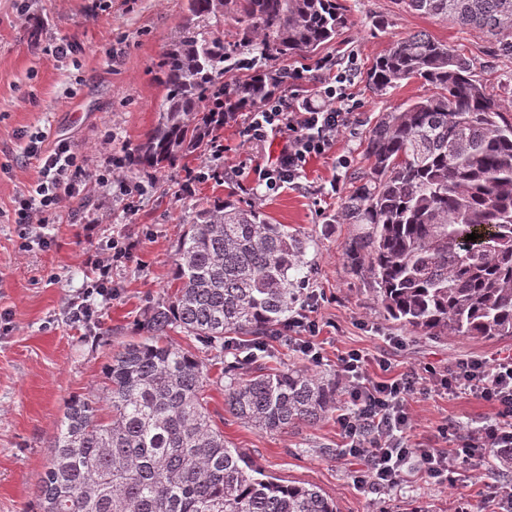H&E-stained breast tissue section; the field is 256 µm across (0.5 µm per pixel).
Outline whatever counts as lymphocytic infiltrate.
Returning <instances> with one entry per match:
<instances>
[{
  "label": "lymphocytic infiltrate",
  "instance_id": "f902f5d3",
  "mask_svg": "<svg viewBox=\"0 0 512 512\" xmlns=\"http://www.w3.org/2000/svg\"><path fill=\"white\" fill-rule=\"evenodd\" d=\"M351 79L350 73H337L334 82L328 83L316 97L297 103L274 92L251 112L243 137L253 143L279 145L277 153L254 169L257 183L266 191L275 192L284 184L294 183L309 159L324 154L347 129L349 116L344 107L349 103L347 85ZM43 141V136H31L23 148L24 160L36 163L41 179L13 199L14 222L20 238H27L33 225L48 223L53 213L79 195L84 178H93L103 188L118 185L124 196L133 194L134 188L126 178L127 154H113L106 166L91 173L85 167L83 155L71 142L59 140L47 150ZM136 246V240L130 237L111 238L87 251L86 262L96 277L84 292L85 302L72 308V323L86 322L92 316L89 297L111 295L114 267L128 259ZM365 362V355L352 350L341 355L338 370L347 407L336 422L346 441L345 456L364 464L359 484L375 490L392 487L412 457L419 459L427 477L441 481L447 479L457 462L482 459L484 450L489 448L512 447L511 355L491 364L465 360L445 375L428 366L420 372L412 370L382 380L366 374ZM420 386L451 393L467 392L492 403L497 412L493 420L470 429L453 453L413 444L409 436L412 419L406 402Z\"/></svg>",
  "mask_w": 512,
  "mask_h": 512
}]
</instances>
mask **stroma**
I'll return each mask as SVG.
<instances>
[{
  "label": "stroma",
  "instance_id": "1",
  "mask_svg": "<svg viewBox=\"0 0 512 512\" xmlns=\"http://www.w3.org/2000/svg\"><path fill=\"white\" fill-rule=\"evenodd\" d=\"M186 0H0V512H32L35 484L45 468L63 404L73 395L97 391L108 353L139 334L145 311L171 295L178 240L195 211L232 197L259 207L275 224L288 225L306 242L298 272L317 301L316 341L323 358L308 360L292 346L275 345L268 363L296 365L330 378L337 357L351 350L367 354L372 378L393 376L430 364L440 371L462 358L492 360L512 354V339L482 341L466 336L431 338L388 321L369 278L357 274L344 256L358 227L342 212L349 175L364 167V140L377 118L426 94L412 80L383 96L370 91L366 72L393 38L423 31L474 58L494 93L512 82V59L496 56L492 38L410 11L403 0H346L349 25L326 43L318 57L327 68L308 72L299 86L315 96L336 71L353 67L350 94L357 107L348 128L331 148L307 164L294 185L274 193L257 187L253 169L267 159L269 144L241 134V120L224 127L221 179L200 180L194 193L181 191L185 173L208 163L195 153L156 172L131 170L141 190L133 199L98 186L71 199L51 224L33 225L22 246L13 222L14 196L37 173L21 156L25 137L37 131L78 146L90 169L104 166L113 152L134 151L157 120L165 94L157 64L183 24ZM72 42L75 52L58 61L46 55L52 39ZM132 234L140 246L112 273L115 294L97 298L90 322L71 323L69 311L82 302L93 278L83 254L112 237ZM51 247L38 245V237ZM388 358L389 371L378 366ZM208 410L231 447L240 449L266 474L284 483L313 484L339 512H486L495 492L512 489V472L502 481L479 468L459 466L446 483L422 474L410 459L398 484L377 492L356 481L358 462L341 455L345 440L335 416L314 425L265 433L224 410V388L205 389ZM412 437L435 448H455L439 439L440 426L456 422L459 433L493 418L496 408L467 394L419 391L407 402Z\"/></svg>",
  "mask_w": 512,
  "mask_h": 512
}]
</instances>
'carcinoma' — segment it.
I'll list each match as a JSON object with an SVG mask.
<instances>
[{
	"label": "carcinoma",
	"instance_id": "1",
	"mask_svg": "<svg viewBox=\"0 0 512 512\" xmlns=\"http://www.w3.org/2000/svg\"><path fill=\"white\" fill-rule=\"evenodd\" d=\"M187 22L158 63L165 95L133 153L157 170L212 144L259 105L280 71L243 57L310 55L349 24L342 0H186ZM419 14L485 30L512 59V0H402ZM223 13L231 39L211 32ZM419 80L434 89L383 113L343 217L345 248L389 319L420 336L512 338V114L461 51L417 32L395 39L367 75L377 95ZM479 235L471 241L470 233ZM305 242L227 196L195 212L175 253V290L152 306L143 334L112 350L102 392L65 401L33 512H337L315 485L282 484L224 440L208 380L180 332L220 354L266 346L299 297ZM224 364V409L260 431L314 425L336 407V381L260 363Z\"/></svg>",
	"mask_w": 512,
	"mask_h": 512
}]
</instances>
